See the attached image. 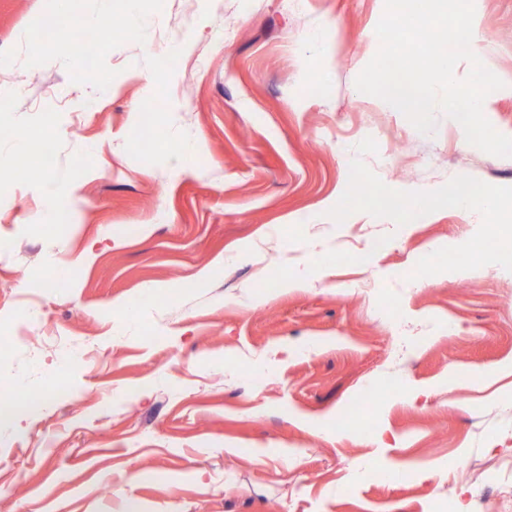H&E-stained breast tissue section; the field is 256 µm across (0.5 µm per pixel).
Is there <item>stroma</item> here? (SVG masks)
I'll use <instances>...</instances> for the list:
<instances>
[{"instance_id": "35a3bbf8", "label": "stroma", "mask_w": 512, "mask_h": 512, "mask_svg": "<svg viewBox=\"0 0 512 512\" xmlns=\"http://www.w3.org/2000/svg\"><path fill=\"white\" fill-rule=\"evenodd\" d=\"M45 2L0 0V319L38 312L0 334V406L43 396L0 429V512H512V273L452 250L512 223L448 205L511 198L512 157L356 88L385 0H140L84 54L127 0L22 44ZM475 13L512 136V0ZM124 34L122 25L119 22L113 23L110 28L101 30L83 31L76 39V47L81 51H86L95 45L105 42L113 36Z\"/></svg>"}]
</instances>
